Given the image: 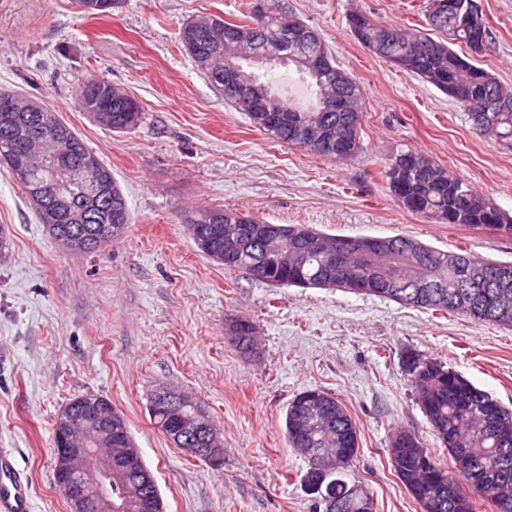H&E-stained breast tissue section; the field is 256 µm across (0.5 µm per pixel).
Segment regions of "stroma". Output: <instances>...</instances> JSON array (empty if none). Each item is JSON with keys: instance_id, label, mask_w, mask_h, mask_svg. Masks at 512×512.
I'll use <instances>...</instances> for the list:
<instances>
[{"instance_id": "stroma-1", "label": "stroma", "mask_w": 512, "mask_h": 512, "mask_svg": "<svg viewBox=\"0 0 512 512\" xmlns=\"http://www.w3.org/2000/svg\"><path fill=\"white\" fill-rule=\"evenodd\" d=\"M490 37L477 66L512 84V0H477ZM254 0H124L88 16L75 0H0V92L33 97L111 170L130 211L119 241L96 253L61 248L0 162V448L27 476L32 512H69L54 480V425L71 399L97 395L123 413L154 473L165 512H319L306 457L290 448L285 413L300 392L337 397L359 433L348 482L373 512H421L387 448L414 432L442 467L433 432L403 368L406 352L461 374L512 409V329L336 289L272 287L228 270L190 237L193 212L231 207L272 224L332 235L407 234L442 250L512 260V234L440 224L401 207L381 160L400 148L439 165L512 213V147L474 133L456 102L362 48L347 18L423 31L424 0H287L358 81L364 150L346 162L271 140L225 100L178 41L199 15L237 21ZM135 97L138 127L110 130L83 112L82 82ZM256 327L255 354L224 331ZM161 386L191 394L224 439V464L176 448L151 422Z\"/></svg>"}]
</instances>
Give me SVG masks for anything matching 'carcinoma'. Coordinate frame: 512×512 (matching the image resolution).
<instances>
[{
	"instance_id": "carcinoma-1",
	"label": "carcinoma",
	"mask_w": 512,
	"mask_h": 512,
	"mask_svg": "<svg viewBox=\"0 0 512 512\" xmlns=\"http://www.w3.org/2000/svg\"><path fill=\"white\" fill-rule=\"evenodd\" d=\"M84 12L89 15L110 14L122 8L123 0H82ZM445 8L439 15L432 14L435 0L426 6L427 25L441 34L435 39L425 32H411L401 25L384 24L364 15L359 29L353 33L356 41L374 56L396 64V60L412 51L414 68L409 74L420 78L453 98L465 111L473 130L480 135H491L512 143V85L504 84L472 60L457 54L449 43H476L484 45L489 30L483 14L473 16L467 12V0H444ZM285 0H264L263 21L252 14L247 18L256 22L248 36L249 45L236 42L240 25L218 16H200L187 22L179 39L196 67L216 86L224 87V66H242L251 82L262 93L278 104L293 110L291 116L299 123L320 131L328 140L339 137L347 122L346 113L326 109L323 98L329 92L351 96L356 109L357 145L348 158L363 150L361 136L363 112L359 111L361 89L358 82L347 80L336 85V61L321 35L307 24L291 19L288 24L309 28V37L297 46L281 47L277 34L284 21ZM250 52L269 58L265 70L288 67L298 75L313 94L311 105L301 108L294 99L278 92L267 80L266 74L250 69V61L241 54ZM323 53L330 64L313 72L297 62L310 54ZM32 98L18 94H0V160L9 163V156L22 148L29 151V166L19 177L29 205L46 188L59 189L72 203L71 212L77 219L49 223L48 217L37 213L39 222L49 235L70 251L87 253V245L59 233V227H87L106 239L117 241L127 232L131 223L127 202L121 187L112 177V171L99 163L88 167L83 163L86 155L93 154L84 141L70 131L63 137L51 133L25 141L9 132L10 124L4 117L18 118L27 113ZM78 102L86 112H94L99 124L122 131L135 127L141 120V106L128 93L112 84L97 79L83 82L78 89ZM383 173L392 195L407 210L440 223L459 224L490 231L512 233V217L487 196L474 190L464 179L451 175L427 154L414 149H399L384 160ZM238 210L211 207L196 211L188 222V230L200 249L209 257L224 256V234L218 227L248 235L253 224L264 219L252 215L244 222L234 223ZM282 263L275 269L272 286L299 288L345 289V283L336 281V274L328 265V253L340 236L330 235L304 224L278 225ZM390 254L393 260L385 265L378 259L354 260L348 264L345 277L365 284L360 294L388 299L402 305L434 310L442 313L462 314L477 323H492L512 327V261H494L461 251H443L431 247L412 236L391 237ZM265 251L259 245L243 247L225 264L229 269L249 271L264 261ZM226 335L244 353L255 344V326L238 318L226 330ZM408 365H417L409 373L417 395L433 397L431 406L424 409L432 428L443 424L448 436L442 440L451 460L467 454V471H448V486L431 487L435 499L433 512H459L455 507L456 492L470 480L478 479L491 486V493L478 498L493 512H512V412L500 405L486 391L475 386L462 375L432 361L408 354ZM321 422L328 431L310 430L305 436L292 439L294 423L286 413V436L292 448H333L336 441L346 439L351 447H359L358 432L346 407L329 393L319 398ZM151 420L162 431L170 429L171 413L163 405L149 403ZM84 418L83 397L72 399L56 417L60 421L75 422ZM112 432L118 433L121 447H134L121 412L112 410ZM398 478L414 477L423 480L424 469L418 467L416 452L406 451L394 468ZM125 491H132L153 499L157 506L163 501L153 472L140 468L119 477ZM323 512H361L359 498L351 490L347 474L335 473L328 477Z\"/></svg>"
}]
</instances>
